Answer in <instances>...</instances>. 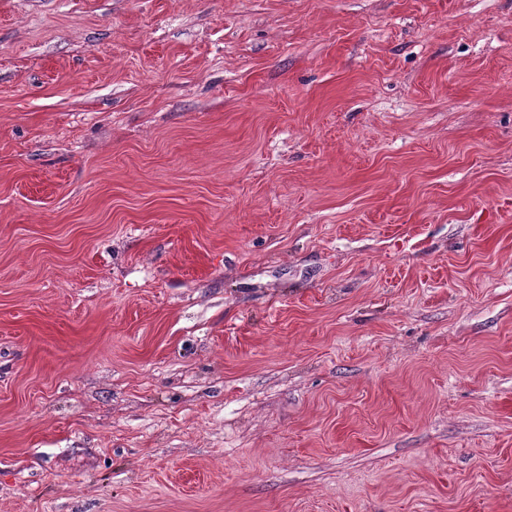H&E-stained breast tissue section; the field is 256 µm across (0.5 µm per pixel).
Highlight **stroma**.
<instances>
[{
  "instance_id": "35a3bbf8",
  "label": "stroma",
  "mask_w": 512,
  "mask_h": 512,
  "mask_svg": "<svg viewBox=\"0 0 512 512\" xmlns=\"http://www.w3.org/2000/svg\"><path fill=\"white\" fill-rule=\"evenodd\" d=\"M0 512H512V0H0Z\"/></svg>"
}]
</instances>
